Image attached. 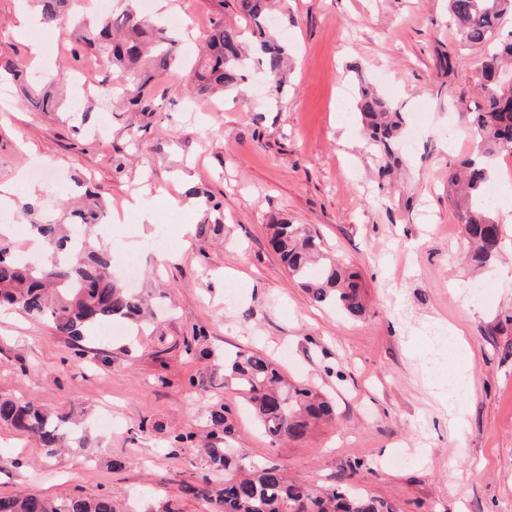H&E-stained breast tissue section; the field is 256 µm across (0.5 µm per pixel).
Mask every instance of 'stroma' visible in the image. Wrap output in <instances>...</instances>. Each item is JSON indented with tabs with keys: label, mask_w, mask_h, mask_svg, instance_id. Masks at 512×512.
I'll return each mask as SVG.
<instances>
[{
	"label": "stroma",
	"mask_w": 512,
	"mask_h": 512,
	"mask_svg": "<svg viewBox=\"0 0 512 512\" xmlns=\"http://www.w3.org/2000/svg\"><path fill=\"white\" fill-rule=\"evenodd\" d=\"M24 6L0 0V58L33 76L65 75L89 118L73 129L1 82L0 187L24 182L53 213L73 179H91L109 210L126 211L107 242L136 233L143 285L168 306L148 324L113 322L108 340L0 315V394L76 409L89 444L50 457L0 422V496L111 492L154 512L167 500L212 512L183 488L205 472L201 449L223 447L203 415L225 405L246 462L275 464L288 480L317 490L343 481L396 512H512V223L492 263L466 262L448 175L472 149L462 103L478 96L482 51L460 48L447 0H279L265 30L288 48L283 93L252 58L244 92L220 103L193 96L187 73L214 21L237 22L234 0H148L146 15L194 24L148 117L121 110L124 78L63 30L34 26L31 39L57 51L31 62L13 34ZM365 87L403 117L387 169L358 114ZM139 125L136 148L129 132ZM189 184L222 202L223 245L150 250L152 226L126 203L151 205L175 238L205 218L200 200L168 204ZM281 219L310 227L359 275L364 319L316 305L289 276L269 242ZM200 327L214 355L259 350L289 383L319 385L335 421L299 442L266 436L221 365L187 360L183 339ZM453 330L461 341L440 354L437 337ZM461 376L472 390L452 409L438 390ZM188 431L194 447H168V435Z\"/></svg>",
	"instance_id": "1"
}]
</instances>
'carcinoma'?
I'll return each instance as SVG.
<instances>
[{
	"label": "carcinoma",
	"mask_w": 512,
	"mask_h": 512,
	"mask_svg": "<svg viewBox=\"0 0 512 512\" xmlns=\"http://www.w3.org/2000/svg\"><path fill=\"white\" fill-rule=\"evenodd\" d=\"M53 28L65 20L72 0H28ZM105 16L100 24L81 36L88 49L102 47L108 69L132 80L125 89L128 112L156 111L151 85L180 62L181 39L163 22L153 24L128 5ZM239 15L262 30L272 0H236ZM512 16V0H448V20L468 46L485 51L478 73L481 97L467 107L474 156L461 162V171L448 180L455 199L463 234L471 245V260L484 266L495 259L501 225L495 206L486 199L494 180L495 160L512 153V81L502 78L503 62L512 59V31L502 27ZM265 75L272 90L284 86L287 48L274 39L258 41ZM246 47L242 29L215 24L205 39L192 71V90L197 94H218L240 88L244 82ZM11 76L26 106L32 112H57L62 104L49 87L32 84L26 71L7 61L0 71ZM371 145L390 153V144L401 124L400 113L368 88L361 90L357 105ZM87 203L70 205L65 198L61 210L67 222L46 215L38 201L22 202L19 212L30 217V227L48 247L46 260L33 265L10 247L0 243V307L18 310L33 320H45L60 335L78 338L86 330L117 319H141L151 315V295L136 294L112 276V251L91 243L92 233L107 218L104 195L97 185L84 184ZM214 220L196 225L195 238L205 246L224 233L222 203L207 198ZM271 243L287 267L288 274L318 305L339 309L353 319L365 316L363 285L337 257L328 254L320 239L302 224L282 220L270 225ZM224 380L244 391L252 412L264 433L275 440L301 441L316 423L333 419L334 407L320 390L290 386L273 360L258 353L237 351L224 355ZM211 425L221 429L224 442L235 434L229 409L209 414ZM0 422L37 437L51 454L71 443L84 446L68 412L51 411L43 405L0 395ZM208 470L225 473L243 469L244 457L229 447L205 449ZM210 502L215 512H394L382 500L352 494L338 485L327 491H313L306 484L288 481L279 467L263 465L255 473L219 485L205 476L193 488ZM0 512H138L122 505L111 493L94 497L53 501L35 495L0 497Z\"/></svg>",
	"instance_id": "1"
}]
</instances>
